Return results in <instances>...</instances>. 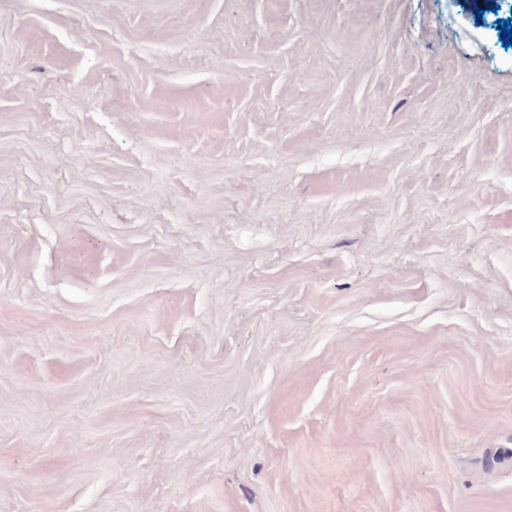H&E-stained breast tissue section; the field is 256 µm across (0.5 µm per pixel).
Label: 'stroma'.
<instances>
[{
	"instance_id": "stroma-1",
	"label": "stroma",
	"mask_w": 512,
	"mask_h": 512,
	"mask_svg": "<svg viewBox=\"0 0 512 512\" xmlns=\"http://www.w3.org/2000/svg\"><path fill=\"white\" fill-rule=\"evenodd\" d=\"M512 0H0V512H512Z\"/></svg>"
}]
</instances>
